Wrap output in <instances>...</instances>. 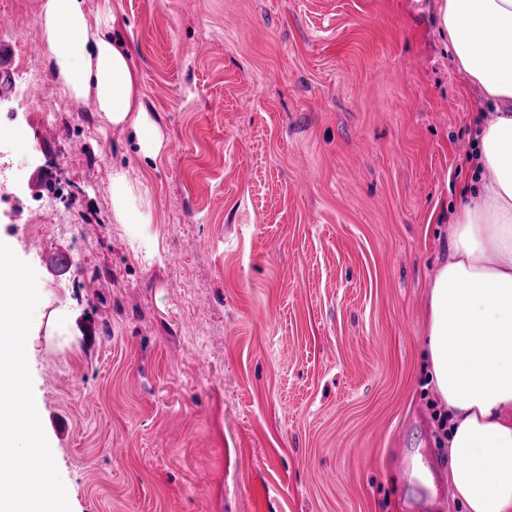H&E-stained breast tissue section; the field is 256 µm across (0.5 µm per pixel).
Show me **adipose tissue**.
<instances>
[{
  "instance_id": "1",
  "label": "adipose tissue",
  "mask_w": 512,
  "mask_h": 512,
  "mask_svg": "<svg viewBox=\"0 0 512 512\" xmlns=\"http://www.w3.org/2000/svg\"><path fill=\"white\" fill-rule=\"evenodd\" d=\"M437 18L459 71L494 110L475 130L476 183L460 191L431 281L429 378L448 408L452 500L463 512H512V0H438ZM114 22L108 0L94 12L86 0H42L38 13L63 93L93 97L151 153L160 140L129 57L108 35Z\"/></svg>"
}]
</instances>
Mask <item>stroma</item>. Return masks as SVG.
<instances>
[{
    "instance_id": "1",
    "label": "stroma",
    "mask_w": 512,
    "mask_h": 512,
    "mask_svg": "<svg viewBox=\"0 0 512 512\" xmlns=\"http://www.w3.org/2000/svg\"><path fill=\"white\" fill-rule=\"evenodd\" d=\"M40 4L0 0V237L71 512H462L424 337L488 106L437 0H110L152 156L62 92ZM112 211L116 218L124 224L150 223L148 216L140 213L136 208V199L132 188L121 172L112 175L111 185Z\"/></svg>"
}]
</instances>
